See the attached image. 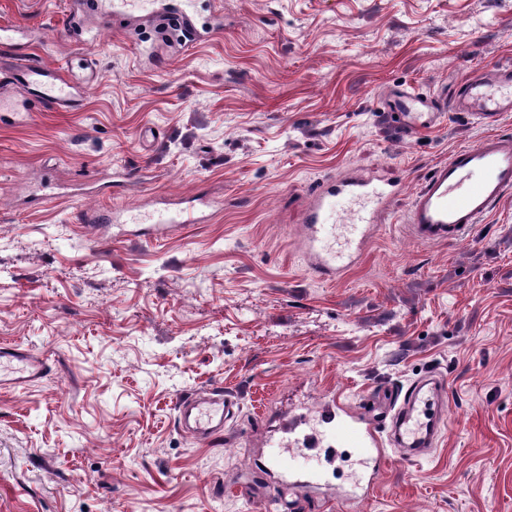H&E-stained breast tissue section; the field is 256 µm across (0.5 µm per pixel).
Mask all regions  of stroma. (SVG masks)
<instances>
[{"label":"stroma","mask_w":512,"mask_h":512,"mask_svg":"<svg viewBox=\"0 0 512 512\" xmlns=\"http://www.w3.org/2000/svg\"><path fill=\"white\" fill-rule=\"evenodd\" d=\"M224 32L66 26L69 0H0V26L54 66L91 58L76 109L0 112V343L46 375L0 391V512H267L276 483L258 439L287 410L364 416L382 388L447 381L432 451L384 441L374 487L346 499L353 449L321 434L322 485L278 512H512V195L455 243L422 244L407 212L420 179L490 131L457 112L393 125L385 95L441 96L512 64V0H222ZM134 168L135 183L116 187ZM351 172L404 191L357 267L327 285L298 247L304 205ZM213 201L207 223L116 237L120 209ZM95 212L93 228L82 214ZM220 390L222 438L194 439L176 401Z\"/></svg>","instance_id":"obj_1"}]
</instances>
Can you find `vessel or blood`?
Returning a JSON list of instances; mask_svg holds the SVG:
<instances>
[{
  "mask_svg": "<svg viewBox=\"0 0 512 512\" xmlns=\"http://www.w3.org/2000/svg\"><path fill=\"white\" fill-rule=\"evenodd\" d=\"M19 31L0 28V44L13 50L15 64L1 72L8 84L26 88L29 97L21 108L32 104L67 109L79 101L92 74L74 81L69 64L45 67L32 59ZM396 122L416 131L430 127L445 112H463L484 125L497 123L512 112V66L476 71L447 96L434 98L404 88L393 91L387 106ZM402 192L398 184H378L365 177L328 181L317 186L302 217V246L312 273L333 282L344 276L358 259L375 224L392 200ZM512 193V136L489 134L477 145L455 149L446 162L436 165L411 198L408 223L412 236L431 244L464 238L503 198ZM45 371L43 360L26 348L0 346V387L27 389ZM182 428L197 439L215 440L233 418V403L223 394L182 396L177 401ZM447 418L446 392L441 384L424 379L411 384L390 410L388 434L407 458L426 454ZM341 436L357 449L365 462L380 463L379 430L376 423L353 418L345 421ZM267 466L291 484L321 482L318 471L301 472L295 454L286 452L277 440L265 449Z\"/></svg>",
  "mask_w": 512,
  "mask_h": 512,
  "instance_id": "1",
  "label": "vessel or blood"
}]
</instances>
